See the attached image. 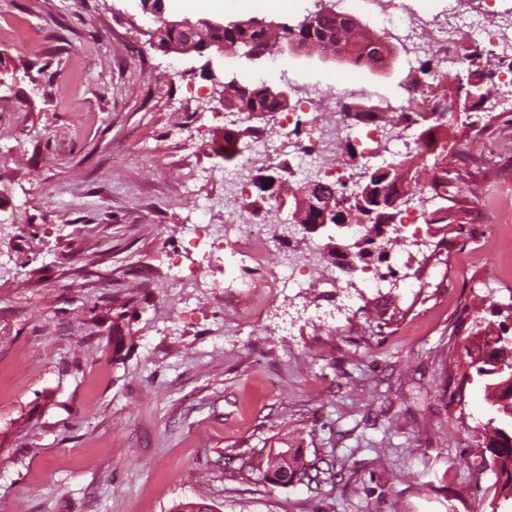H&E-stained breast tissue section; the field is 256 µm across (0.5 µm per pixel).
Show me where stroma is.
Returning a JSON list of instances; mask_svg holds the SVG:
<instances>
[{
    "instance_id": "stroma-1",
    "label": "stroma",
    "mask_w": 512,
    "mask_h": 512,
    "mask_svg": "<svg viewBox=\"0 0 512 512\" xmlns=\"http://www.w3.org/2000/svg\"><path fill=\"white\" fill-rule=\"evenodd\" d=\"M139 0H0V507L5 512H493L477 435L481 381L465 339L512 303V115H449L451 251L417 281L363 288L328 319L321 288L274 295L244 329L227 273L183 251L198 206L224 194V123L199 98L216 74L415 81L318 53L248 59L154 48ZM298 450L285 485L260 474Z\"/></svg>"
}]
</instances>
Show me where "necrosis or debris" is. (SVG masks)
<instances>
[{
	"instance_id": "obj_1",
	"label": "necrosis or debris",
	"mask_w": 512,
	"mask_h": 512,
	"mask_svg": "<svg viewBox=\"0 0 512 512\" xmlns=\"http://www.w3.org/2000/svg\"><path fill=\"white\" fill-rule=\"evenodd\" d=\"M362 2L367 16L379 22L378 27L369 29V36L390 49L406 47L408 66L419 63L424 66V83L405 86L402 95L387 99V111L410 110L424 100L425 86L440 82L449 70L460 72L469 68L470 61L459 48L464 39L498 60L500 70L494 93L504 109L512 111V14L507 16L481 4L464 9L460 0H448L443 10L433 14L401 7L398 0ZM294 91L297 95L294 109L283 113L274 134L254 136L237 145L236 187L234 194L224 198L222 235L205 239L199 224L187 225L184 234L188 245L205 244L213 252L231 250L243 267L260 265L270 248L286 251L288 263L278 270L270 284L271 291L277 293L290 288L306 290L303 269L317 260L320 246L294 234L281 239L278 223L271 219L269 209L248 214L240 206L249 192L253 168L271 161L275 141L285 138L294 145L288 154L289 171L304 177L319 175L327 180L340 177L338 140L359 138L362 145L359 163L363 166L379 161L384 155L390 161H398L417 147L411 130L390 131L385 119H378L364 130L354 124L343 111L340 99L362 95L363 89L358 85L339 89L331 83H298Z\"/></svg>"
}]
</instances>
